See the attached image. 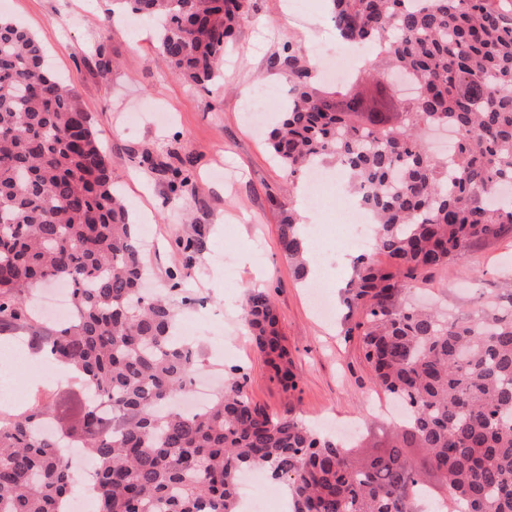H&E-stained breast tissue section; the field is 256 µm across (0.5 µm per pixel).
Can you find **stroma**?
<instances>
[{"label": "stroma", "instance_id": "stroma-1", "mask_svg": "<svg viewBox=\"0 0 512 512\" xmlns=\"http://www.w3.org/2000/svg\"><path fill=\"white\" fill-rule=\"evenodd\" d=\"M112 7V0H9L5 16L35 36L52 71L73 87L131 221L151 225L153 239L144 253L149 290L165 292L179 283L180 296L190 300L180 322L200 347L223 337L214 360L224 378L243 380L252 404L274 415L293 413L320 428L331 419L357 423L349 442L360 453L394 444L398 431L390 417L371 412L386 397L356 339L344 334L355 253L336 242L337 209L316 211L312 225L322 235L310 246L336 306L330 323L317 315L308 280L295 275L279 244L284 213L305 200L272 158L266 127L243 115L261 87L270 90L262 108L272 116L281 111L289 58L312 69L313 46L336 48L325 0H249L224 55L223 79L205 89L173 75L155 48L153 24H129ZM100 50L112 60L105 76L97 67ZM146 155L173 167L188 164L193 179L187 198L170 193L166 176L143 164ZM198 225L206 228V241L187 267L176 241ZM252 288L267 289L273 298L295 389L270 380L266 358L252 342L242 315ZM510 291L512 236L424 274L410 294L418 303L462 316L478 311L491 295Z\"/></svg>", "mask_w": 512, "mask_h": 512}]
</instances>
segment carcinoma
Returning <instances> with one entry per match:
<instances>
[{
  "instance_id": "carcinoma-1",
  "label": "carcinoma",
  "mask_w": 512,
  "mask_h": 512,
  "mask_svg": "<svg viewBox=\"0 0 512 512\" xmlns=\"http://www.w3.org/2000/svg\"><path fill=\"white\" fill-rule=\"evenodd\" d=\"M154 22L173 72L210 86L247 0H115ZM338 40L370 45L417 95L399 120L350 116L288 56L290 100L269 134L291 176L318 164L345 173L373 214L381 265L357 260L345 335L359 337L378 386L409 411L400 444L363 457L291 414L271 415L231 380L193 413L172 406L202 365L175 336L180 305L147 295L139 225L112 187V169L72 89L45 66L27 29L0 17V344L19 340L74 373L66 396L0 410V512H59L75 490L58 448L94 461L95 512H239L241 474L253 468L288 489L291 512H512V292L465 320L405 299L418 274L445 268L512 233V0H330ZM457 134L443 162L429 128ZM185 194L191 174L169 167ZM198 232L178 241L191 260ZM279 242L301 276L308 260L299 215ZM72 286L74 319L42 323L29 298ZM245 319L272 378L295 387L269 292L249 291ZM112 402L98 410L85 390ZM419 448V463L408 450ZM433 470L435 488L424 479Z\"/></svg>"
}]
</instances>
